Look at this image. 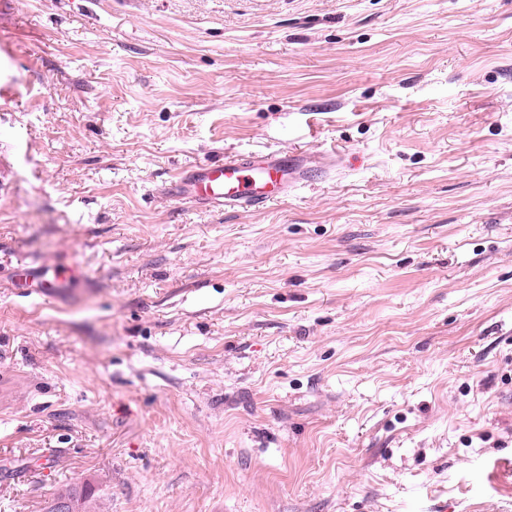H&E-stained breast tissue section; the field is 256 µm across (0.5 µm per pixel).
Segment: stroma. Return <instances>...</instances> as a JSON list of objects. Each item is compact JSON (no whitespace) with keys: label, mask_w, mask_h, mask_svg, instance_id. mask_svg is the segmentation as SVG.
<instances>
[{"label":"stroma","mask_w":512,"mask_h":512,"mask_svg":"<svg viewBox=\"0 0 512 512\" xmlns=\"http://www.w3.org/2000/svg\"><path fill=\"white\" fill-rule=\"evenodd\" d=\"M0 157V512H512V0H15ZM315 162V165L312 163ZM320 161L272 150L260 155H233L189 169L173 186L179 200L226 210H261L288 197L291 189L324 175ZM19 269L21 271L15 273V288H35L34 292L48 301L55 299L62 292L78 288L79 280L82 278V264L77 260H72L68 265L54 269L51 273H36L33 269L25 267ZM93 497L92 488L84 484L82 486L75 485L69 489H66L64 493L59 494L51 506L49 512H60L57 508V502L59 501V509L65 512L68 502L62 499H67L71 503V510L68 512H83L86 511V505Z\"/></svg>","instance_id":"obj_1"}]
</instances>
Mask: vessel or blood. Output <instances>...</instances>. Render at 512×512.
I'll list each match as a JSON object with an SVG mask.
<instances>
[{"label": "vessel or blood", "mask_w": 512, "mask_h": 512, "mask_svg": "<svg viewBox=\"0 0 512 512\" xmlns=\"http://www.w3.org/2000/svg\"><path fill=\"white\" fill-rule=\"evenodd\" d=\"M325 167L304 155L268 150L259 155H233L220 162H206L189 169L173 186L172 195L183 201L224 210H261L284 200L291 189L309 182L313 175L325 174ZM82 265H68L38 273L21 269L15 287L35 289L45 300L77 288Z\"/></svg>", "instance_id": "1"}]
</instances>
